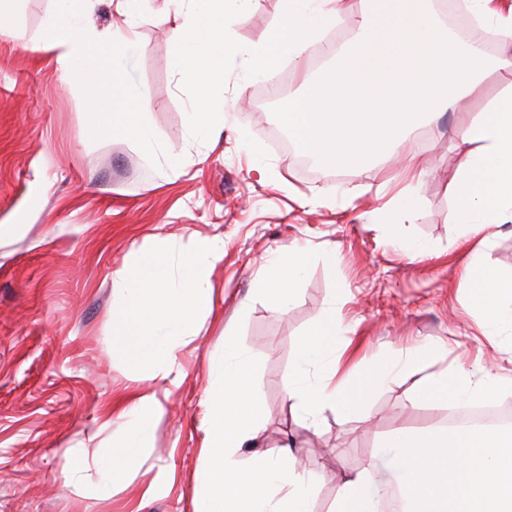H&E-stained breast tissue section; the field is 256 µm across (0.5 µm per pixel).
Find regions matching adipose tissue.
<instances>
[{
	"instance_id": "obj_1",
	"label": "adipose tissue",
	"mask_w": 512,
	"mask_h": 512,
	"mask_svg": "<svg viewBox=\"0 0 512 512\" xmlns=\"http://www.w3.org/2000/svg\"><path fill=\"white\" fill-rule=\"evenodd\" d=\"M185 25L174 36L170 68L192 86L197 99L186 114L191 131L208 135L210 103L223 87L224 59H239L246 81L271 82L282 60L303 62L328 26L358 10L359 24L351 57L378 46L399 54L404 46L428 52L438 74H427L424 88H411L406 103L428 93L429 109L392 112L382 89L358 92L361 67L342 65L326 78H306V90L279 112L293 143L325 164L368 171L386 155L404 148L410 136L430 125L448 107L471 93L490 72L512 61L456 37L426 0H280V21L256 44L240 43L224 32V14L245 17L258 0H172ZM89 0H55L44 27L45 42L59 50L66 73L84 82L88 117L98 127L152 152L155 135L143 119L125 80V60L132 40L113 42L89 25ZM455 150L461 163L455 181L458 234L474 238L464 267L468 309L481 320L483 335L512 342V276L500 274L486 260L490 238L485 230L512 222V91L500 94L488 111L461 115ZM224 257V244L202 241L189 254H142L112 279L113 352L136 368L141 379L167 380L179 349L198 334L200 319L212 308L211 269ZM305 246H292L267 258L256 278L255 299L284 313L311 259ZM340 311L329 305L322 320L299 337L287 396L299 417L317 424L323 411L345 421L367 419L370 396L406 373L426 356L438 353L424 343L383 367L360 371L340 368L336 340L345 335ZM512 392V373L462 361L424 376L412 394L416 404L445 402L462 406L487 403ZM207 420L201 447L203 468L193 488L194 512H313V485L298 471L292 448L253 453L241 461L243 448L262 429L252 360L232 336L210 357L204 393ZM158 390L136 394L122 411L124 433L115 449L102 451L95 440L113 423L104 413L89 431L90 444L77 450V461L64 472L65 484L91 481L94 496L112 495V481L122 468L137 465L161 411ZM393 448L395 483L402 512H512V427L489 431L478 426L429 429L398 427L386 439ZM374 465L341 477L329 512H380L390 485L376 479Z\"/></svg>"
}]
</instances>
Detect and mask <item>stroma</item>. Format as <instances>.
I'll return each mask as SVG.
<instances>
[{"label":"stroma","instance_id":"stroma-1","mask_svg":"<svg viewBox=\"0 0 512 512\" xmlns=\"http://www.w3.org/2000/svg\"><path fill=\"white\" fill-rule=\"evenodd\" d=\"M117 6L92 0L89 20L137 46L125 78L156 136L151 158L91 126L83 83H63L56 52L40 48L53 0H12V25L0 31V225L26 216L0 238V512H194L208 360L228 333L253 356L261 448L294 444L316 480L314 512H329L341 473L372 462L378 480L392 479L382 449L392 429L448 420L445 405L411 406L412 374L372 395L369 420L345 422L329 410L314 425L299 419L286 396L295 344L329 304L352 327L353 366L380 364L424 342L447 344L467 364H512V351L481 336L478 315L466 307L461 270L470 245L451 222L461 162L451 148L456 119L446 114L409 141L426 175L414 223L392 232L379 214L404 186V160L367 172L317 161L302 168L297 152L272 145L278 99L243 80L232 58L213 106L223 123L209 136L193 133L186 113L194 92L167 65L182 14L167 0H140L130 30ZM279 15V0H260L225 27L234 39L256 42ZM242 129L249 144L238 137ZM313 194L320 205H304ZM213 238L224 242L210 275L213 309L181 352L182 371L162 398L149 448L120 472L111 499L65 486L69 449L106 408L120 409L143 388L110 346L113 274L141 254L164 247L178 256ZM416 243L431 256L411 258L406 249ZM295 244L314 258L288 312L250 300L268 253ZM327 252L333 261H324ZM161 476L164 493L146 497Z\"/></svg>","mask_w":512,"mask_h":512}]
</instances>
